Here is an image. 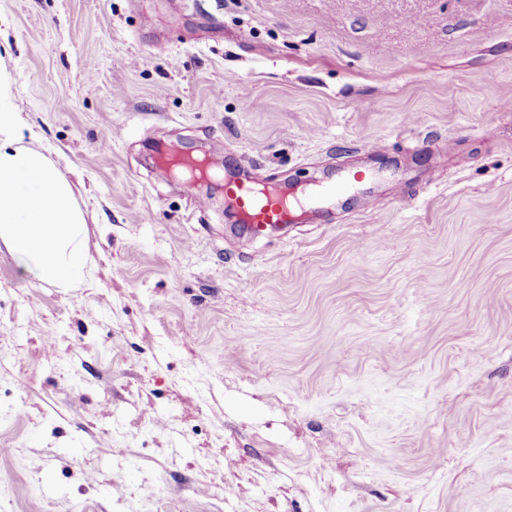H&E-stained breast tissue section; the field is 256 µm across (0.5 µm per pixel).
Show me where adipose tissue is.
<instances>
[{
	"instance_id": "ef3b65f1",
	"label": "adipose tissue",
	"mask_w": 512,
	"mask_h": 512,
	"mask_svg": "<svg viewBox=\"0 0 512 512\" xmlns=\"http://www.w3.org/2000/svg\"><path fill=\"white\" fill-rule=\"evenodd\" d=\"M16 110L0 89V244L38 280L71 288L85 277V219L42 149L20 144Z\"/></svg>"
}]
</instances>
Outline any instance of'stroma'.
I'll return each mask as SVG.
<instances>
[{
	"label": "stroma",
	"instance_id": "35a3bbf8",
	"mask_svg": "<svg viewBox=\"0 0 512 512\" xmlns=\"http://www.w3.org/2000/svg\"><path fill=\"white\" fill-rule=\"evenodd\" d=\"M0 73L88 232L0 250V512H512V0H0ZM230 190L235 194L240 210L246 215V234L252 237L266 236L278 232L284 224H288L292 209L285 196L268 191L258 199L249 188L237 186Z\"/></svg>",
	"mask_w": 512,
	"mask_h": 512
}]
</instances>
